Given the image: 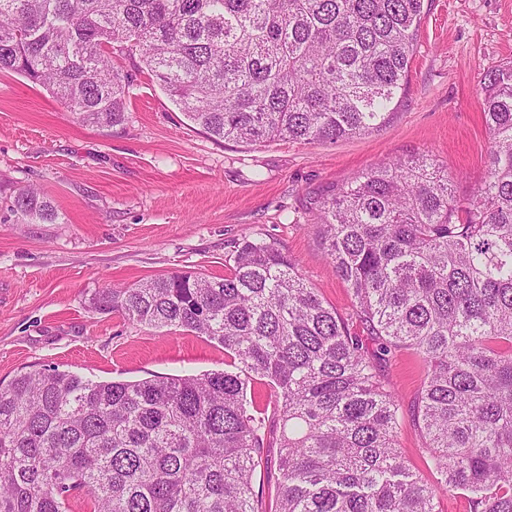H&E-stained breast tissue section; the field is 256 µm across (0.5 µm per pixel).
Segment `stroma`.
Segmentation results:
<instances>
[{"instance_id": "obj_1", "label": "stroma", "mask_w": 512, "mask_h": 512, "mask_svg": "<svg viewBox=\"0 0 512 512\" xmlns=\"http://www.w3.org/2000/svg\"><path fill=\"white\" fill-rule=\"evenodd\" d=\"M512 61V0H431L409 93L383 130L334 143L217 141L190 123L139 57L117 58L130 80L127 120L102 131L77 123L42 87L0 72V383L33 367L103 381L203 374L224 350L182 329L99 313L91 296L173 271L220 277L242 235L273 240L354 332L351 294L311 225L328 187L395 158L430 155L459 193L485 175L484 74ZM41 189L58 218L12 207ZM401 400L398 442L432 483L413 410L424 378L413 351L380 367Z\"/></svg>"}]
</instances>
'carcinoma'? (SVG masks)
<instances>
[{
    "mask_svg": "<svg viewBox=\"0 0 512 512\" xmlns=\"http://www.w3.org/2000/svg\"><path fill=\"white\" fill-rule=\"evenodd\" d=\"M427 0H0V70L82 124L126 121L137 54L216 141L336 142L402 102ZM490 146L472 195L426 155L383 162L318 201L314 234L375 342L364 350L274 241L242 236L222 277L176 271L91 297L151 328L224 347V370L96 381L39 368L0 387V512H259L253 476L279 448L276 512H512V62L485 74ZM14 207L52 224L31 187ZM412 350L415 417L436 472L398 447L378 366ZM263 381L270 406L248 386Z\"/></svg>",
    "mask_w": 512,
    "mask_h": 512,
    "instance_id": "1",
    "label": "carcinoma"
}]
</instances>
